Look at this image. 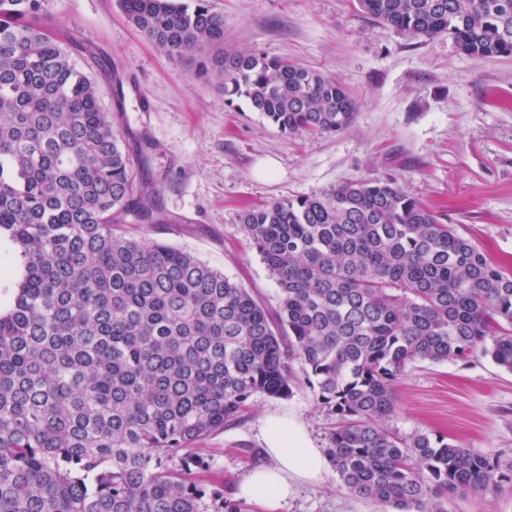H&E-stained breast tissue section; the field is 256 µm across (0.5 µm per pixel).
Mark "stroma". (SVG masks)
I'll list each match as a JSON object with an SVG mask.
<instances>
[{"mask_svg":"<svg viewBox=\"0 0 512 512\" xmlns=\"http://www.w3.org/2000/svg\"><path fill=\"white\" fill-rule=\"evenodd\" d=\"M224 18V47L259 50L333 76L358 110L332 136L280 133L218 78L195 76L126 20L118 0H48L51 25L90 47L76 62L132 156L148 145L144 178L163 221L130 224L129 235L188 251L247 288L269 312L278 287L238 222L246 209L312 195L344 181L395 180L490 257L512 268V57L475 61L439 37L409 39L377 24L351 0H209ZM124 82L116 112L111 74ZM275 170L266 173L265 162ZM285 399L255 396L244 417L201 440L205 493L235 495L252 469L270 465L260 421L270 412L301 420L318 448L337 416L321 404L301 365ZM401 436L426 433L503 466L512 465V373L482 354L455 363L417 361L395 383ZM334 467L300 482L285 512H380ZM448 512H512V485L448 501Z\"/></svg>","mask_w":512,"mask_h":512,"instance_id":"35a3bbf8","label":"stroma"}]
</instances>
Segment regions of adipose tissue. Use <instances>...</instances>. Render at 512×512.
I'll return each mask as SVG.
<instances>
[{
	"mask_svg": "<svg viewBox=\"0 0 512 512\" xmlns=\"http://www.w3.org/2000/svg\"><path fill=\"white\" fill-rule=\"evenodd\" d=\"M260 430L273 463L250 472L235 495L257 506L259 512H283L294 482L319 479L325 457L296 419L270 414L262 419Z\"/></svg>",
	"mask_w": 512,
	"mask_h": 512,
	"instance_id": "obj_1",
	"label": "adipose tissue"
}]
</instances>
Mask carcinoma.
<instances>
[{"instance_id":"1","label":"carcinoma","mask_w":512,"mask_h":512,"mask_svg":"<svg viewBox=\"0 0 512 512\" xmlns=\"http://www.w3.org/2000/svg\"><path fill=\"white\" fill-rule=\"evenodd\" d=\"M127 22L281 132L332 135L357 102L317 68L224 50L208 0H120ZM402 36L512 56V0H356ZM44 0H0V240L18 263L0 304V512H248L209 504L190 445L258 395L286 399L292 363L339 417L326 453L383 512H447L512 484V467L419 433L401 438L395 381L418 360L480 352L512 372V270L392 180L342 182L245 210L279 289L271 316L193 254L128 237L160 224L86 48Z\"/></svg>"}]
</instances>
